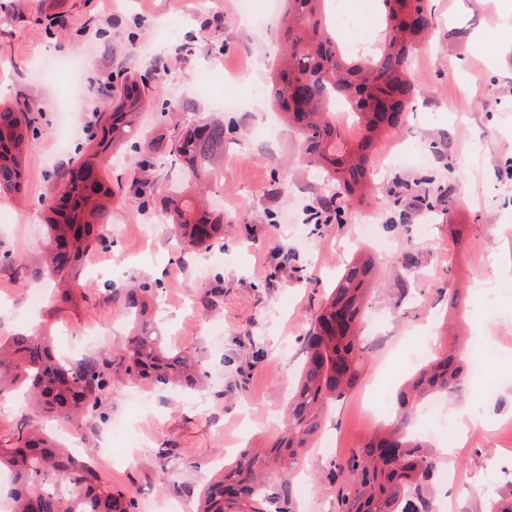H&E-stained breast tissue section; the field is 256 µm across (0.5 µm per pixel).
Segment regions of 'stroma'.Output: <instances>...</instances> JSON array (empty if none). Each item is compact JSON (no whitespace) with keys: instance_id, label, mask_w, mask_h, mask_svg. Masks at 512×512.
<instances>
[{"instance_id":"35a3bbf8","label":"stroma","mask_w":512,"mask_h":512,"mask_svg":"<svg viewBox=\"0 0 512 512\" xmlns=\"http://www.w3.org/2000/svg\"><path fill=\"white\" fill-rule=\"evenodd\" d=\"M511 1L427 0L432 28L408 72L412 108L369 151L372 196L344 204L340 222L316 225L305 221L309 208L336 187L302 162L298 130L268 99L282 17L264 0L247 14L240 0H0V98L31 106L38 127L20 190L0 194V341L49 326L65 356H118L127 327L111 291L153 282L166 346L208 375L204 390L176 399L113 368L116 393L101 407L104 421L89 428L60 430L51 416L8 401L0 445L32 418L134 497L136 512L163 502L197 512L215 466L275 439L266 416L288 403L300 341L338 272L367 253L377 281L366 305L376 324L362 329L370 361L325 421L335 455L310 450L303 475L328 470L389 423L391 404L372 414L366 399L395 394L427 338L437 349L496 354L483 376L467 377L448 397L449 413L468 425L454 454L434 444L460 474L435 512H477L474 489L486 476L512 491V303L493 312L474 298L481 278L512 295V27L502 18ZM328 10L347 45L375 41L383 27L378 0H330ZM125 65L177 78L143 115L150 136L217 115L233 122L209 185L212 199L224 201V239L210 252L178 251L158 210L116 192L111 247L89 254L69 300L54 302L41 263L51 173L84 141L87 101L104 108V81ZM398 182L431 188L429 206L395 195ZM361 224L372 225V238H357ZM7 253L22 255L24 268L4 261ZM91 333L98 341H88ZM113 417L127 419L124 435L111 434Z\"/></svg>"}]
</instances>
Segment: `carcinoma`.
Here are the masks:
<instances>
[{"label":"carcinoma","instance_id":"cac0c4a2","mask_svg":"<svg viewBox=\"0 0 512 512\" xmlns=\"http://www.w3.org/2000/svg\"><path fill=\"white\" fill-rule=\"evenodd\" d=\"M385 18L380 41L367 55L345 53L329 31L326 0H281L285 48L275 64L271 97L303 139L307 165L328 172L341 194L363 196L373 139L397 129L410 104L406 78L409 54L430 27L425 0H380ZM146 80L131 72L110 84L112 109L96 113L85 145L71 166L54 173L47 206L44 264L61 299L70 295L84 257L108 246L104 227L112 223L114 191L104 173L114 150L130 143L140 150L130 175L136 202L153 200L159 172L179 166L183 181L168 188L163 204L185 249L213 248L224 234V216L206 208L195 190L213 162L224 154L232 130L222 119L149 139L139 126ZM341 99L363 131L344 141L329 104ZM36 118L29 107L0 109V193L21 186L24 153L33 148ZM66 245L72 259L62 267L56 249ZM375 264L360 256L346 265L323 308L302 339L304 364L285 411L281 431L268 448H245L200 493L199 512H296L293 474L323 417L345 398L367 363L358 339L365 299L375 284ZM154 286L143 282L120 292L123 316L131 323L119 361L84 357L61 361L44 336L18 333L0 343V398L12 386H26L28 406L59 422L80 426L103 418V399L112 394V365L133 381L161 387H205L194 360L171 353L144 320ZM466 379L460 350L445 346L421 366L396 394L391 424L362 447L311 477L312 487L336 488L334 512H433V478L438 455L428 441L407 430L424 399L453 393ZM12 446L0 448V470L12 478L11 512H135L133 497L100 482L90 461L78 458L37 427H20ZM481 512H512V493L491 490Z\"/></svg>","mask_w":512,"mask_h":512}]
</instances>
